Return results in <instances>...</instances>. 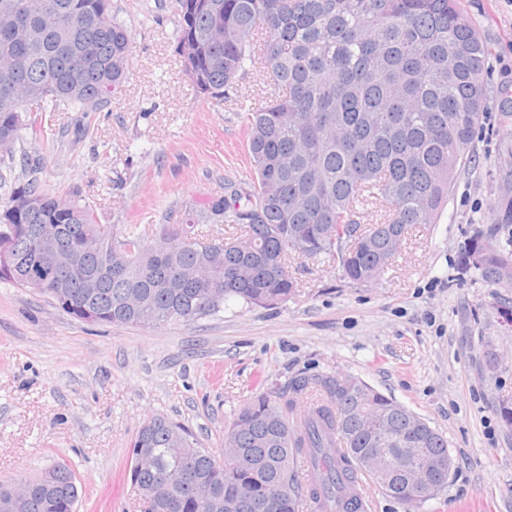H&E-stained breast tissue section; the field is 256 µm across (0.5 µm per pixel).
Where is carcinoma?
<instances>
[{"mask_svg":"<svg viewBox=\"0 0 512 512\" xmlns=\"http://www.w3.org/2000/svg\"><path fill=\"white\" fill-rule=\"evenodd\" d=\"M177 44L193 49L184 69L197 92L214 100L245 78L264 85L265 102L244 108L241 119L253 169L251 182L224 184V194L188 211L183 224L158 225L149 245L135 224H102L97 209L42 182V157L22 149L0 157V213L20 196L33 210L7 214L11 224L48 228L53 242L84 253L97 278L83 288L58 281L75 296L50 297L74 318L154 328L214 315L230 301L269 307L295 288L288 256L336 263L357 284L377 280L399 254L412 228L433 224L449 201L454 171L468 154L488 109L484 77L489 51L459 0H175ZM24 12L29 37L11 41L4 16ZM131 34L112 0H0V138L44 140L43 115L68 109L96 112L130 79ZM90 44L84 67L75 53ZM78 77V96L66 83ZM43 95L28 101L23 90ZM240 231L224 236L221 225ZM400 234L379 251V226ZM18 261L0 279L25 287L39 269L43 241L0 221V246ZM215 259L206 279L195 277L197 248ZM123 263L116 278L101 254ZM461 263L491 285L512 288V248L489 245L476 234ZM173 276L174 288L158 283ZM312 406L297 424L298 398ZM382 416L392 434H404L412 411L359 378L300 373L252 393L224 427L220 450L200 445L165 417L146 422L131 440V488L145 512H367L362 478L409 512L422 502L407 492L405 468L393 448L381 454L380 475L364 465L371 447L365 413ZM424 447L448 455V439L426 420ZM183 439L172 441L174 432ZM237 448L256 458L242 464ZM306 453L302 482L296 458ZM53 479L30 480L25 512H75L78 487L71 468L51 465Z\"/></svg>","mask_w":512,"mask_h":512,"instance_id":"carcinoma-1","label":"carcinoma"}]
</instances>
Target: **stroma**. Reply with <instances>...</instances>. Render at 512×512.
Returning a JSON list of instances; mask_svg holds the SVG:
<instances>
[{"instance_id": "35a3bbf8", "label": "stroma", "mask_w": 512, "mask_h": 512, "mask_svg": "<svg viewBox=\"0 0 512 512\" xmlns=\"http://www.w3.org/2000/svg\"><path fill=\"white\" fill-rule=\"evenodd\" d=\"M131 32L132 76L99 112L53 113L43 179L80 188L101 223H182L184 212L252 178L240 108L196 93L175 51L177 18L157 0H112ZM489 50L490 108L436 223L417 227L375 282L345 280L330 261L291 257L296 288L271 307L239 302L192 322L147 329L76 320L49 297L0 280V479L53 463L76 477V512H143L127 480L130 441L162 415L217 448L256 382L348 374L425 418L455 468L420 512H512V328L498 314L512 288L484 282L460 256L473 234L512 238V0H460ZM495 337L497 381L478 339Z\"/></svg>"}]
</instances>
